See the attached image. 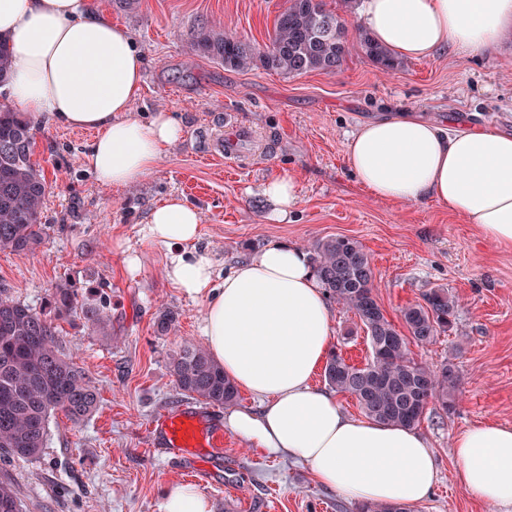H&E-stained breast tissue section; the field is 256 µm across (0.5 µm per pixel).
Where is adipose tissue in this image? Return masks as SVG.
Segmentation results:
<instances>
[{
	"label": "adipose tissue",
	"instance_id": "obj_1",
	"mask_svg": "<svg viewBox=\"0 0 512 512\" xmlns=\"http://www.w3.org/2000/svg\"><path fill=\"white\" fill-rule=\"evenodd\" d=\"M376 42L429 59L445 49L476 51L512 26V0H366ZM0 39L10 72L0 89L27 114L94 131L86 160L103 185L127 187L149 174L181 133L168 112L131 114L144 84L132 34L98 0H0ZM357 180L376 197L437 201L478 232L512 246V135L477 127L456 133L411 116L363 125L348 145ZM198 210L168 197L147 234L171 248L166 278L203 298L208 350L252 411L230 408L224 425L251 448L303 462L320 486L362 502H424L438 478L433 448L416 430L347 415L333 392L313 386L330 353L332 313L306 252L274 243L215 282L208 254L186 251L200 236ZM455 479L470 496L512 507V426L485 421L452 442Z\"/></svg>",
	"mask_w": 512,
	"mask_h": 512
}]
</instances>
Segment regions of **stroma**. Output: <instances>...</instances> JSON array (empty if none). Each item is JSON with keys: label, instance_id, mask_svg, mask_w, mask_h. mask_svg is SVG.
<instances>
[{"label": "stroma", "instance_id": "obj_1", "mask_svg": "<svg viewBox=\"0 0 512 512\" xmlns=\"http://www.w3.org/2000/svg\"><path fill=\"white\" fill-rule=\"evenodd\" d=\"M347 20L351 51L333 72L286 75L254 63L224 67L190 51L201 29L235 34L263 52L288 0H100L106 16L135 37L145 60L144 85L132 112L146 119L172 113L183 134L140 183L112 188L85 161L93 132L33 120L32 159L49 185L48 230L35 254L0 250V293L49 311L51 293L70 283L80 295L106 299L108 336L91 334L81 313L58 322L59 346L98 388L101 403L75 423L51 417L41 458L0 456V480L16 490L23 512H163L168 490L187 469L205 468L196 488L211 512H356L354 499L317 485L308 467L249 448L225 431L220 448L185 458L168 449L150 423L188 409L204 426L223 429L221 406L182 394L170 373L183 343L203 342L205 301L173 288L165 275L168 248L146 233L150 210L183 196L201 212L198 250L224 275L269 244L308 247L345 236L368 252L386 317L402 326L404 307L433 288L459 300L453 329L432 345L412 346L430 366L452 364L456 408L429 409L418 430L435 451L439 479L417 512H503L466 494L455 480L452 440L481 421L512 425V248L482 237L447 207L426 200L379 199L353 176L348 144L362 125L407 112L454 132L492 127L512 133V32L479 51L400 60L385 72L360 44L362 0H325ZM247 131L241 152L204 159L202 138L218 120ZM295 177L296 207L287 222L269 221L263 184ZM139 260L129 273L127 257ZM331 346L361 366L370 346L359 318L331 304ZM172 311L168 335L154 331L159 311Z\"/></svg>", "mask_w": 512, "mask_h": 512}]
</instances>
